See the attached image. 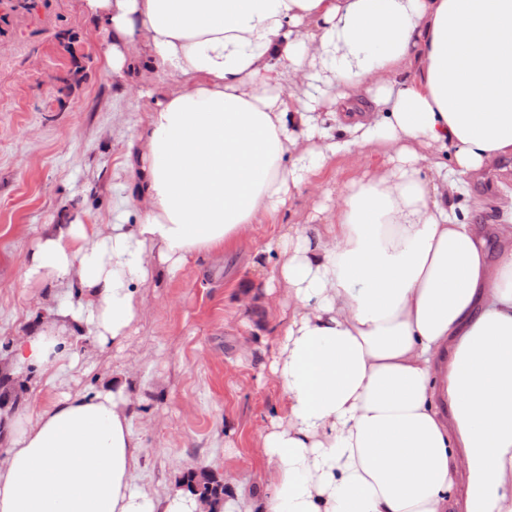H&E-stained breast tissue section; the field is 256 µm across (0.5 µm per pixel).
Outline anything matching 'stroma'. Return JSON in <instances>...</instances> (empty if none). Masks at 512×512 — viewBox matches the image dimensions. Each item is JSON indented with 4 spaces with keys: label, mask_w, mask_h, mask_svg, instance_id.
<instances>
[{
    "label": "stroma",
    "mask_w": 512,
    "mask_h": 512,
    "mask_svg": "<svg viewBox=\"0 0 512 512\" xmlns=\"http://www.w3.org/2000/svg\"><path fill=\"white\" fill-rule=\"evenodd\" d=\"M106 42L83 0H0V336L25 335L53 306L70 304V292L49 298L23 281L43 225L107 224L119 210L136 221L124 155L149 102L113 79ZM272 228L257 225L244 251L225 253L223 263L200 255L141 285L146 313L127 341L104 352L79 341V365L33 374L20 408L35 411L124 372L144 445L138 486L162 497L194 471L261 488L258 434L280 403L265 369L275 338L243 322L273 323L279 312L245 302L239 287L259 280L245 254Z\"/></svg>",
    "instance_id": "stroma-1"
}]
</instances>
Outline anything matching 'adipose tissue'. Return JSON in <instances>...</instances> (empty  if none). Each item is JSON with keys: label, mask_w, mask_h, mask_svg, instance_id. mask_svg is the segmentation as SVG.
<instances>
[{"label": "adipose tissue", "mask_w": 512, "mask_h": 512, "mask_svg": "<svg viewBox=\"0 0 512 512\" xmlns=\"http://www.w3.org/2000/svg\"><path fill=\"white\" fill-rule=\"evenodd\" d=\"M114 79L152 104L126 147L136 223L54 224L25 282L78 304L0 369L74 368L122 345L139 286L240 248L339 157L311 222L272 232L284 289L259 435L262 492L214 512H512V190L477 224L454 200L512 160V0H85ZM141 59L157 83L129 81ZM0 512H203L135 488L126 378L6 417ZM351 174V162L349 159H337L332 166L319 176L312 177L313 181H321L326 188L335 189Z\"/></svg>", "instance_id": "obj_1"}]
</instances>
